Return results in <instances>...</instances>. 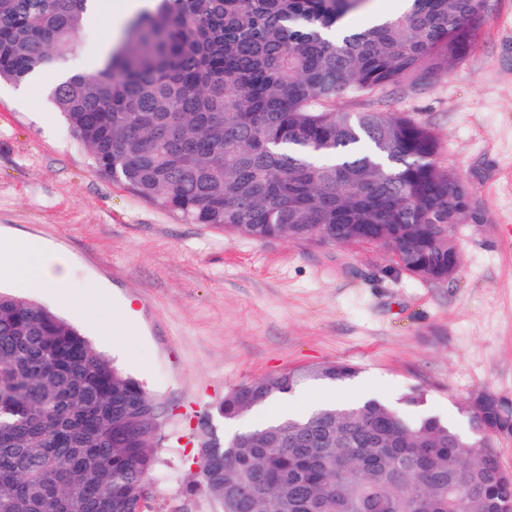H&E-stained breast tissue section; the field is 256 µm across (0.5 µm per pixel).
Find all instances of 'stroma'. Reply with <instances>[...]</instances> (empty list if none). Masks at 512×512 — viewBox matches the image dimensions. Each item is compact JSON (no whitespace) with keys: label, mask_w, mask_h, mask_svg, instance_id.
<instances>
[{"label":"stroma","mask_w":512,"mask_h":512,"mask_svg":"<svg viewBox=\"0 0 512 512\" xmlns=\"http://www.w3.org/2000/svg\"><path fill=\"white\" fill-rule=\"evenodd\" d=\"M120 0L80 34L64 67L87 71L112 37ZM0 80V243L37 241L69 264L67 304L23 294L67 319L166 409L148 512H221L197 479L200 413L232 387L288 368L359 369L340 402L428 391L448 420L480 392L512 402V0H489L473 49L423 84L337 98L340 112L402 113L432 130L439 165L468 183L479 222L457 225L450 281L401 271L390 247L256 242L189 224L113 183L40 83L15 99ZM130 303L132 328L93 316Z\"/></svg>","instance_id":"stroma-1"}]
</instances>
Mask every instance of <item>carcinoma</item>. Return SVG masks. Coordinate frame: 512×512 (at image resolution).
Here are the masks:
<instances>
[{"instance_id":"1","label":"carcinoma","mask_w":512,"mask_h":512,"mask_svg":"<svg viewBox=\"0 0 512 512\" xmlns=\"http://www.w3.org/2000/svg\"><path fill=\"white\" fill-rule=\"evenodd\" d=\"M88 0H0V79L19 84L81 51ZM363 0H154L105 61L51 97L97 170L190 224L254 241L385 244L433 282L458 272V224L478 222L466 181L437 163L431 129L396 113L338 112L447 70L486 0H414L341 41L326 31ZM331 362L241 383L219 416L244 417ZM414 388L206 438L201 480L223 512H512L494 438L512 405L480 394L467 431L424 412ZM162 403L78 329L0 292V512H147Z\"/></svg>"}]
</instances>
